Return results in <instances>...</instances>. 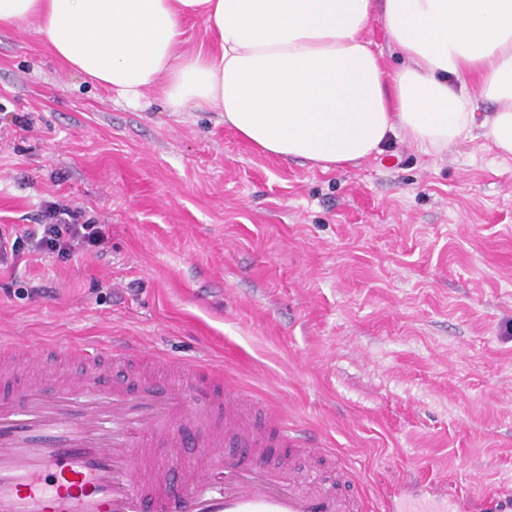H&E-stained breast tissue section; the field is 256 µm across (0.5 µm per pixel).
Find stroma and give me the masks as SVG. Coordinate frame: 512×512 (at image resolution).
<instances>
[{"label":"stroma","instance_id":"35a3bbf8","mask_svg":"<svg viewBox=\"0 0 512 512\" xmlns=\"http://www.w3.org/2000/svg\"><path fill=\"white\" fill-rule=\"evenodd\" d=\"M0 29V225L48 203L103 250L0 268V336L203 361L371 489L512 488V160L394 143L322 172L218 113L143 105Z\"/></svg>","mask_w":512,"mask_h":512}]
</instances>
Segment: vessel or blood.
Returning <instances> with one entry per match:
<instances>
[{"mask_svg": "<svg viewBox=\"0 0 512 512\" xmlns=\"http://www.w3.org/2000/svg\"><path fill=\"white\" fill-rule=\"evenodd\" d=\"M89 371L31 378L0 396V512H368L369 497L352 466L337 462L335 482L308 480L292 464H269L271 446L306 450L322 460L330 449H304L301 438L252 421L253 395L226 392L222 378L199 387L185 383L134 392L102 383L104 367L91 344L72 349ZM41 356L20 342H0V375ZM214 423L208 449L191 453L179 474L151 464L149 435L168 434L182 445L176 425L187 412ZM251 448L249 459L217 461L225 440ZM381 512H438L423 493L391 497Z\"/></svg>", "mask_w": 512, "mask_h": 512, "instance_id": "obj_1", "label": "vessel or blood"}]
</instances>
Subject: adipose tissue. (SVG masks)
<instances>
[{"label":"adipose tissue","instance_id":"adipose-tissue-1","mask_svg":"<svg viewBox=\"0 0 512 512\" xmlns=\"http://www.w3.org/2000/svg\"><path fill=\"white\" fill-rule=\"evenodd\" d=\"M190 17L220 54L182 50ZM33 19L88 80L220 113L264 155L328 171L396 139L427 154L481 139L512 159V0H0V27ZM374 21L400 67L366 39Z\"/></svg>","mask_w":512,"mask_h":512}]
</instances>
